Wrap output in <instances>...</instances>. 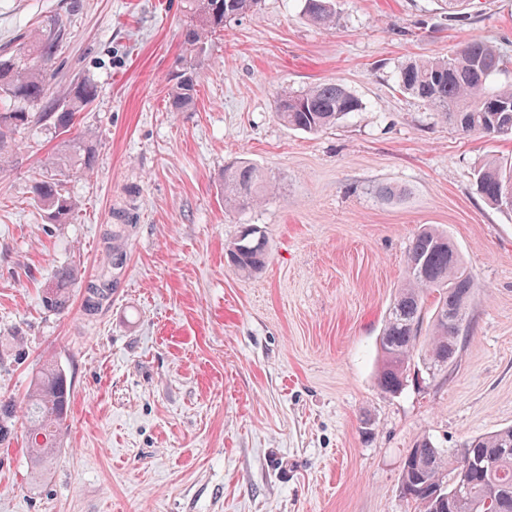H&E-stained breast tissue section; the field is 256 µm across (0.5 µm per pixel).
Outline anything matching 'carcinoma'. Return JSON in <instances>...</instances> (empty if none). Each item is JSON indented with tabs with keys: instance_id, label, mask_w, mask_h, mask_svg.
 I'll return each instance as SVG.
<instances>
[{
	"instance_id": "carcinoma-1",
	"label": "carcinoma",
	"mask_w": 512,
	"mask_h": 512,
	"mask_svg": "<svg viewBox=\"0 0 512 512\" xmlns=\"http://www.w3.org/2000/svg\"><path fill=\"white\" fill-rule=\"evenodd\" d=\"M261 9V0H190L184 26L186 55L179 62L168 88L172 109L183 112L194 104L199 69L209 55L213 37L227 22ZM304 14L315 24L336 26L332 0H304ZM53 40L46 28L28 35L24 51L0 59V166L13 158V146L24 130L39 125L64 143V151L47 162L49 171L32 185L35 203L54 222L78 215L75 199L64 177L87 175L96 163V149L88 136L78 133L81 113L98 96L90 78L76 81L60 101L47 99L53 63L64 30L53 24ZM512 52L486 39H469L446 57L415 60L402 67L398 85L438 113L462 135L512 136V84L496 85ZM361 102L337 81H323L302 90L285 87L276 101V115L287 127L318 133L336 124ZM478 193L495 208L512 212V159H489L475 173ZM273 184L253 164L236 161L224 167V208H254L273 192ZM227 246L228 262L244 276L258 274L268 260L267 241L257 226ZM406 275L392 300L379 336L377 386L384 394L401 392L408 383L421 385L427 370L445 374L455 360L467 327L475 282L448 235L434 228L419 230L409 242ZM76 274L69 265L58 267L42 289L41 302L50 312L70 307ZM110 293L106 285L86 288L85 310L95 311ZM434 294L431 324L423 332L426 297ZM72 385L52 361L42 364L30 380L26 403L27 454L42 472L54 460L65 434ZM11 397L0 396V442L11 433L15 417ZM503 451L494 469L475 474L463 499L449 498L439 506L438 494L448 495L463 473V457ZM401 488L415 503L416 512H512V426L474 436L458 448H440L423 437L410 449L401 474Z\"/></svg>"
}]
</instances>
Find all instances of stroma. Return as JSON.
I'll return each instance as SVG.
<instances>
[{"label": "stroma", "mask_w": 512, "mask_h": 512, "mask_svg": "<svg viewBox=\"0 0 512 512\" xmlns=\"http://www.w3.org/2000/svg\"><path fill=\"white\" fill-rule=\"evenodd\" d=\"M187 0H0V56L62 21L48 96L91 77L98 97L79 213L54 224L31 185L57 142L21 133L0 170V394L22 403L52 359L73 386L67 433L32 479L15 429L0 445V512H413L405 457L512 425V214L474 173L512 139L464 136L397 86L406 63L466 39L512 44V0H336V25L302 0H264L227 23L193 111L172 112ZM337 80L362 103L334 127L284 126L282 88ZM275 186L224 209V167ZM385 187L394 197H381ZM269 240L257 276L228 266L241 225ZM448 233L476 291L447 375L397 395L375 381L376 339L412 236ZM78 284L68 312L41 303L57 267ZM112 293L84 309L89 282Z\"/></svg>", "instance_id": "stroma-1"}]
</instances>
